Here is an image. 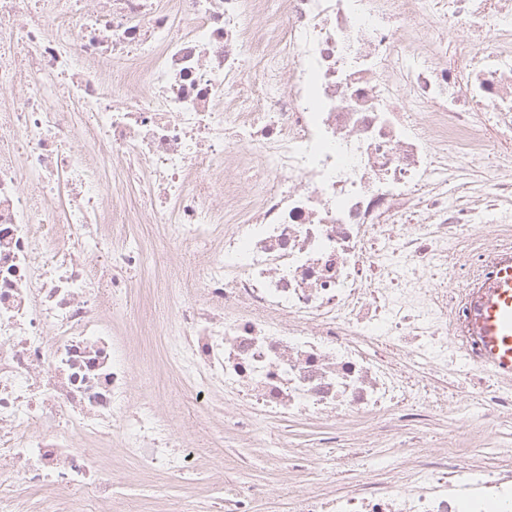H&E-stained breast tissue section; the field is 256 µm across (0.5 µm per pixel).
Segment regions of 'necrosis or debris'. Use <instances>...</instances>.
<instances>
[{
  "instance_id": "obj_1",
  "label": "necrosis or debris",
  "mask_w": 512,
  "mask_h": 512,
  "mask_svg": "<svg viewBox=\"0 0 512 512\" xmlns=\"http://www.w3.org/2000/svg\"><path fill=\"white\" fill-rule=\"evenodd\" d=\"M511 136L512 0H0V512H77L115 435L140 469L193 467L170 411L132 405L125 227L150 218L205 247L169 355L235 430L450 416L448 451L291 512H512V468L466 453L512 388L453 345L512 256L478 230L512 223Z\"/></svg>"
}]
</instances>
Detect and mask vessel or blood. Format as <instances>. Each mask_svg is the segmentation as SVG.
Masks as SVG:
<instances>
[{
  "label": "vessel or blood",
  "mask_w": 512,
  "mask_h": 512,
  "mask_svg": "<svg viewBox=\"0 0 512 512\" xmlns=\"http://www.w3.org/2000/svg\"><path fill=\"white\" fill-rule=\"evenodd\" d=\"M470 333L478 341L485 369L512 385V260L502 261L470 310Z\"/></svg>",
  "instance_id": "1"
}]
</instances>
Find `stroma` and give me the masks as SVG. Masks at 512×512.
<instances>
[{
	"label": "stroma",
	"instance_id": "35a3bbf8",
	"mask_svg": "<svg viewBox=\"0 0 512 512\" xmlns=\"http://www.w3.org/2000/svg\"><path fill=\"white\" fill-rule=\"evenodd\" d=\"M162 293L152 288L136 316L149 323V334L131 343L137 403L167 399L174 409L180 446L203 451L204 459L178 482L159 473H140L133 460L124 458L120 445L99 451L101 463L112 468V512H225L245 487L263 489L256 512H286L282 498L266 495L267 487L288 481L310 491L333 495L350 490L362 469L377 467L378 451L386 448H445L448 421L404 423L390 435L374 433L372 425H352L322 420L277 423L259 436L224 433L221 422L202 410L196 392L180 381L169 357V337L163 331ZM336 433L340 444L323 448L326 432ZM322 452L329 470L320 481L299 470H289V458Z\"/></svg>",
	"mask_w": 512,
	"mask_h": 512
}]
</instances>
